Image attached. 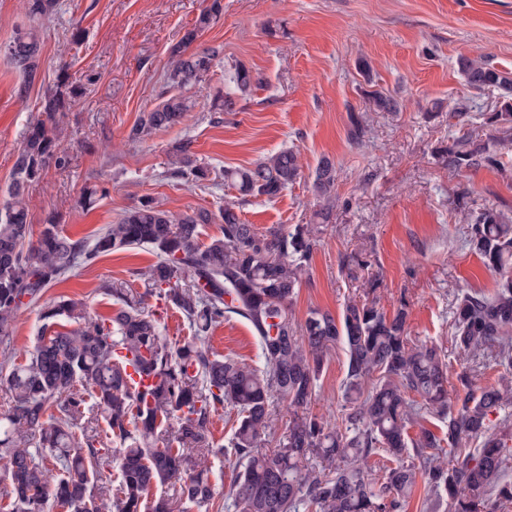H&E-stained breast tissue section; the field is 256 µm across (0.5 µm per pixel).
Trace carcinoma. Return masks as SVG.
Listing matches in <instances>:
<instances>
[{
    "label": "carcinoma",
    "instance_id": "1",
    "mask_svg": "<svg viewBox=\"0 0 512 512\" xmlns=\"http://www.w3.org/2000/svg\"><path fill=\"white\" fill-rule=\"evenodd\" d=\"M58 0H25L30 21L16 30L5 55L22 73L19 98L34 82L40 51V25L55 14ZM224 13L223 0H210L171 50L172 62L158 93L160 102L141 113L129 138L143 140L186 121L193 110L188 96L223 62L224 47L189 51ZM462 72L475 88L503 90L500 109L485 117L491 127L486 144L467 137L442 150L455 173L496 165L490 147L512 134V78L479 60L466 59ZM228 90L213 111H235L237 100L253 94L260 81L241 64L227 75ZM81 96L68 66L59 67L44 94L38 120L17 154L7 197L0 202V387L13 405L0 418V470L10 478L3 512H44L53 500L63 512H176L189 503L204 512L213 505L212 486L196 472L204 464L213 415L236 413L227 443L238 473L229 497L239 512H401L421 480L428 491L448 498V512H495L512 502V414L508 387H474L470 375H457L455 397H448V364L434 345L409 346L408 307L399 301L392 314L376 302L349 300L340 317L313 309L304 323L292 320L291 302L308 274L321 225L333 205L315 213L319 224L277 225L264 231L242 219L251 197L273 199L300 175L297 153L281 150L251 167L225 169L221 177L198 161L190 144L177 146L167 169L178 185L220 187L238 192L217 211L174 214L161 199L145 195L92 239L74 240L52 215L37 239L31 238L26 188L42 179L46 167H68V153L55 134L59 114ZM336 181L329 159L319 162L314 188L326 195ZM469 249L499 275L493 294L457 296L453 343L461 355L492 349L497 364L512 368V216L494 208L462 214ZM219 224L221 235L200 243L204 224ZM147 249L156 261L138 271L144 292L114 281L105 293L118 305L105 319L87 317L86 304L61 298L42 312L33 351L17 361L12 327L24 307L67 274L118 251ZM154 297L179 311L192 339L173 344L162 335L161 314L142 307ZM228 314L245 319L260 348L262 366L248 368L221 359L208 346L213 325ZM79 324L62 331L60 319ZM342 344L347 355L345 402L341 420L331 423L309 412L327 354ZM155 379L148 394L133 391L126 364ZM293 408L280 448L267 450L263 438L275 429L276 409ZM100 413L108 431L82 423ZM500 421L496 429L491 417ZM429 417L446 432L437 436L412 426ZM474 445L455 464L446 450ZM116 455L119 484L112 504L95 494L91 460L101 452ZM386 458L384 475L372 478L366 460ZM318 458L321 467L304 468ZM173 494L150 491L167 483Z\"/></svg>",
    "mask_w": 512,
    "mask_h": 512
}]
</instances>
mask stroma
<instances>
[{
  "mask_svg": "<svg viewBox=\"0 0 512 512\" xmlns=\"http://www.w3.org/2000/svg\"><path fill=\"white\" fill-rule=\"evenodd\" d=\"M59 3V12L42 22L39 68L26 97L17 94L21 75L0 54V196L59 67L68 65L82 85L81 99L62 113L57 129L69 166L47 167L26 192L32 235L56 213L65 235L92 238L145 195L176 214L214 212L235 199L232 188L167 181L170 156L182 142L219 170L294 149L301 165L297 182L277 198L250 199L243 217L262 230L307 224L320 205L312 188L315 169L327 157L336 164L335 206L293 299L294 321L304 322L313 309L340 316L349 299H366L375 278L380 308L389 312L407 302L410 344L436 345L449 376L461 372L450 303L465 291L493 293L496 282L465 246L462 214L483 206L512 213V143L496 150L500 168L462 175L448 171L437 152L463 135L477 143L486 139L482 117L499 106L502 91L470 87L459 61L480 56L489 67L512 73V0H224L223 15L197 44L223 46L225 64L259 72L264 86L218 123L211 105L224 84L204 83L192 91L194 108L183 124L142 141L130 140L129 133L157 102L171 47L209 0ZM375 92L396 98L399 110L371 108ZM460 104L473 117L463 127L448 118ZM353 112L366 120L359 144L346 134ZM102 183L109 196L88 203V189ZM154 261L141 249L116 252L48 288L14 324L16 350L32 348L45 304L62 296L80 299L91 317H109L114 301L104 284L119 280L140 288L135 271ZM209 347L216 355L260 364L257 340L242 318L213 326ZM345 375L346 353L338 345L323 364L310 412L336 419ZM232 422V415L216 413L208 436L214 452L203 475L215 492L210 512H237L228 497L237 471L220 452Z\"/></svg>",
  "mask_w": 512,
  "mask_h": 512,
  "instance_id": "1",
  "label": "stroma"
}]
</instances>
